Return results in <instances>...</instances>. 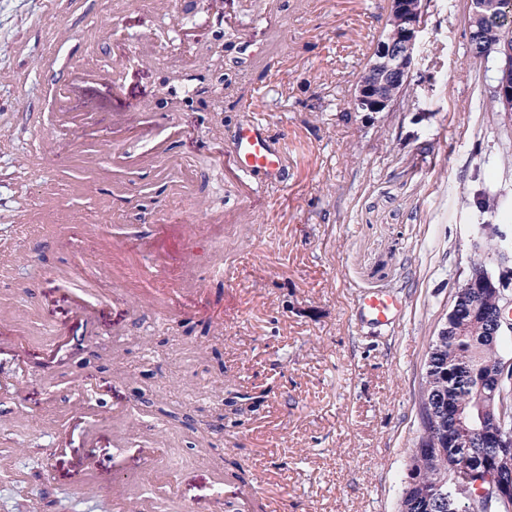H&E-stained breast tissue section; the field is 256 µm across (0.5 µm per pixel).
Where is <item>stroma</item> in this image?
Listing matches in <instances>:
<instances>
[{
	"label": "stroma",
	"instance_id": "35a3bbf8",
	"mask_svg": "<svg viewBox=\"0 0 512 512\" xmlns=\"http://www.w3.org/2000/svg\"><path fill=\"white\" fill-rule=\"evenodd\" d=\"M179 26L137 6L111 17L106 0L62 7L70 36L60 59L86 53L103 77L70 90L83 114L77 135L48 151L69 178L76 150L115 139L130 163L117 172L127 187L115 199L106 237L135 244L150 234L153 255H129L123 282L104 290L86 276L82 254L92 241L44 230L26 260L0 274V294L17 284L32 329L69 338L53 359L32 343L24 359L0 351V512H98L100 491L116 466L141 465L140 441L117 446L112 411L134 432L163 434L166 469L139 487L156 512H259L242 475L267 470L283 512H397L409 458L421 433L419 382L433 336L468 273L480 225L512 223V127L489 109L494 72L469 52L468 0H429L407 95L396 111H353L351 93L383 32L388 0H273L256 17L243 0H174ZM114 26L91 40L89 27ZM225 54L223 91L203 61L216 35ZM0 39L37 55L42 34L22 0H0ZM151 41L152 62L133 57ZM66 71H33L25 93L45 121ZM136 115L148 136L121 131L118 115ZM285 137L288 181L272 192L258 178L216 163L247 117ZM33 140L27 117L0 135V228L22 205L15 184L29 176L22 156ZM180 163L157 174L133 165L157 143ZM494 196L502 212L482 211ZM202 202L198 219L240 214L222 237L200 233L196 270L203 287L182 300L179 317L131 311L124 288L148 287L151 256L177 287L187 254L179 212ZM171 211L148 232L146 214ZM229 256L234 271L213 278L208 257ZM388 294L400 314L373 322L366 297ZM95 304L91 323L74 313L73 296ZM222 329H213L216 319ZM43 381L27 382L31 369ZM262 396L258 410L218 423L224 384ZM95 406L92 436L70 430L76 407ZM45 415L30 431L16 409ZM66 452L55 451L60 440ZM24 449L17 457L16 449ZM93 484L80 488L79 461Z\"/></svg>",
	"mask_w": 512,
	"mask_h": 512
}]
</instances>
